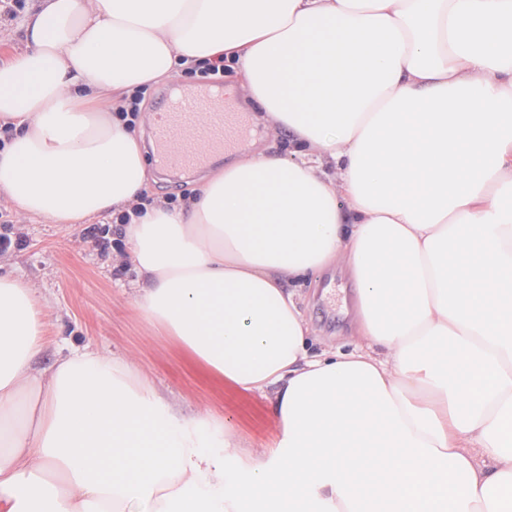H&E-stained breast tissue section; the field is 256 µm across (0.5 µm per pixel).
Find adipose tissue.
I'll use <instances>...</instances> for the list:
<instances>
[{
  "label": "adipose tissue",
  "mask_w": 512,
  "mask_h": 512,
  "mask_svg": "<svg viewBox=\"0 0 512 512\" xmlns=\"http://www.w3.org/2000/svg\"><path fill=\"white\" fill-rule=\"evenodd\" d=\"M22 30L20 216L130 212L150 175L118 102L215 57L296 148L122 227L141 317L278 434L252 449L107 355L34 371L47 301L0 275V512H512V0H39ZM341 257L365 342L313 354L282 280Z\"/></svg>",
  "instance_id": "obj_1"
}]
</instances>
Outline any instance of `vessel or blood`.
<instances>
[{
  "label": "vessel or blood",
  "instance_id": "vessel-or-blood-1",
  "mask_svg": "<svg viewBox=\"0 0 512 512\" xmlns=\"http://www.w3.org/2000/svg\"><path fill=\"white\" fill-rule=\"evenodd\" d=\"M245 128L243 113L228 110L222 89L170 94L155 125L153 159L166 170L203 168L235 148Z\"/></svg>",
  "mask_w": 512,
  "mask_h": 512
}]
</instances>
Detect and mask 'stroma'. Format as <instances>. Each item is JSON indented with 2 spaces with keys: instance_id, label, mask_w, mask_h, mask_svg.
I'll use <instances>...</instances> for the list:
<instances>
[{
  "instance_id": "obj_1",
  "label": "stroma",
  "mask_w": 512,
  "mask_h": 512,
  "mask_svg": "<svg viewBox=\"0 0 512 512\" xmlns=\"http://www.w3.org/2000/svg\"><path fill=\"white\" fill-rule=\"evenodd\" d=\"M107 221L104 215L86 224L17 217L0 224V233L12 239L11 248L0 253V274L31 283L47 299L49 356L72 346L112 354L150 373L184 414L219 416L252 447H261L277 433L278 418L263 398L224 383L138 315L129 288L133 272L117 251L104 254L95 245L93 230ZM352 293V280L341 263L303 288L301 306L319 346L346 352L358 342L345 313Z\"/></svg>"
}]
</instances>
